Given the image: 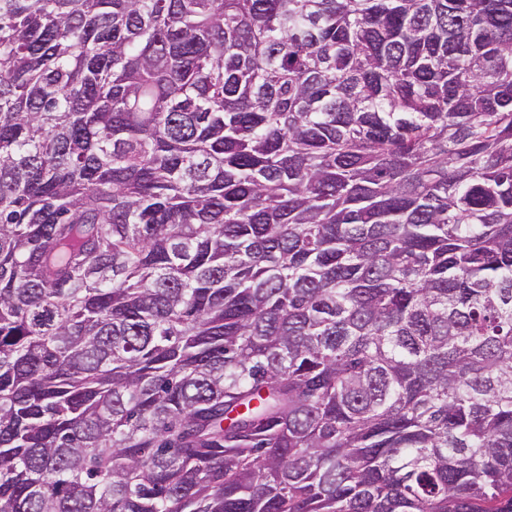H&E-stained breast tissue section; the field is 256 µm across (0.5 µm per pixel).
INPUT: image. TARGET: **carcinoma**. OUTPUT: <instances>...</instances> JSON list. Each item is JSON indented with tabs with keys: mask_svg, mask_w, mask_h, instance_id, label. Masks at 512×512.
<instances>
[{
	"mask_svg": "<svg viewBox=\"0 0 512 512\" xmlns=\"http://www.w3.org/2000/svg\"><path fill=\"white\" fill-rule=\"evenodd\" d=\"M0 512H512V0H0Z\"/></svg>",
	"mask_w": 512,
	"mask_h": 512,
	"instance_id": "obj_1",
	"label": "carcinoma"
}]
</instances>
